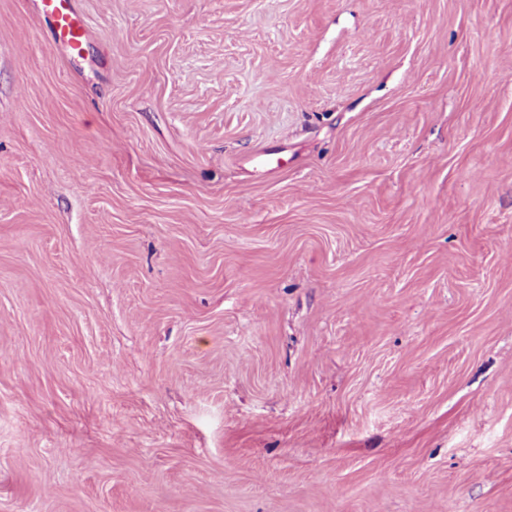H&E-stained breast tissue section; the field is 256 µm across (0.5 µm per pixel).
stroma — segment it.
Here are the masks:
<instances>
[{"instance_id":"obj_1","label":"stroma","mask_w":512,"mask_h":512,"mask_svg":"<svg viewBox=\"0 0 512 512\" xmlns=\"http://www.w3.org/2000/svg\"><path fill=\"white\" fill-rule=\"evenodd\" d=\"M0 0V512H512V0ZM39 15L49 25L51 40L71 56H79L88 34L77 0H38Z\"/></svg>"}]
</instances>
